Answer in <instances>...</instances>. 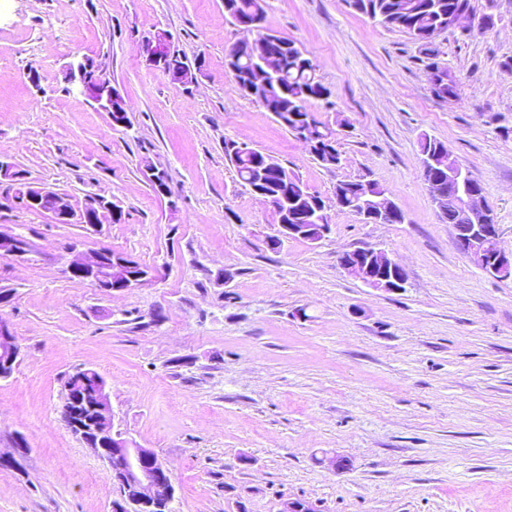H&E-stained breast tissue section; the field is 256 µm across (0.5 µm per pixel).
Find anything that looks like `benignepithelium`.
Masks as SVG:
<instances>
[{
  "label": "benign epithelium",
  "instance_id": "obj_1",
  "mask_svg": "<svg viewBox=\"0 0 512 512\" xmlns=\"http://www.w3.org/2000/svg\"><path fill=\"white\" fill-rule=\"evenodd\" d=\"M145 61L154 68L163 70L173 82L183 84L196 81L198 71L187 62L184 54L175 45L173 36L159 29L141 44ZM95 62L83 57L66 66V78L72 89L91 101L98 109L107 113L115 126L128 124L127 111H112V99L116 92L105 80L92 81L89 73ZM0 182L10 186L32 211L50 216L60 224H87L96 227L112 223L115 204L103 197L92 196L81 208L72 205L68 196L28 180L18 172L12 159L0 156ZM453 205L463 214L472 217V223L455 228L454 240L458 250L482 271L499 279H512V252L499 248L489 256L477 250V244L486 239H499V225L484 223L488 204L479 194L463 191L453 199ZM322 203L308 213L305 224H276V230L268 240V246L280 248L289 239H302L311 244L322 241L330 230L326 215L321 213ZM395 212L394 203L383 192L372 195L362 202L359 217L384 219ZM28 245L19 234L0 232V254L21 257L27 253ZM342 268L351 277L369 288L386 292L405 288L403 268L392 260L387 252L373 246L358 247L344 253ZM67 272L90 283L103 293L121 292L141 287L152 280L151 272L139 268L135 260L124 256L116 258L107 247L92 253L77 252ZM20 357V346L10 324L0 319V379L11 376ZM97 383V409L100 412L98 425L74 424L71 432L103 462L112 482L113 498L109 512H152L171 503L174 488L169 469L158 459L155 452L143 448L130 440L114 425L107 385L104 379ZM134 484L139 490L137 509H132L124 498L123 489Z\"/></svg>",
  "mask_w": 512,
  "mask_h": 512
}]
</instances>
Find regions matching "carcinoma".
I'll return each instance as SVG.
<instances>
[{"mask_svg":"<svg viewBox=\"0 0 512 512\" xmlns=\"http://www.w3.org/2000/svg\"><path fill=\"white\" fill-rule=\"evenodd\" d=\"M265 0H227L224 11L233 24L258 19L265 21ZM349 5L357 12L367 15L379 23L409 33L416 41L424 46L426 54L438 56L435 38L448 29V13L465 14L471 9L470 0H349ZM278 40L286 47L272 45L268 53L276 56L274 61L276 74L268 87L255 89L250 98L261 103L268 111L279 116V122L296 132L303 129L311 141L324 142L334 137L335 131L320 122L310 110L313 100H328L331 91L316 76L315 68L304 65L306 51L285 38ZM227 57L236 58L240 90L246 89L250 76L254 75L260 64L254 60V52H247L239 44H234ZM420 152L435 157L437 166L424 169L426 181H439L445 190L454 192L448 181V147L435 138L424 136L420 140ZM224 154L236 169L239 179L244 185L250 184V179L259 166L267 164V155L258 150H243L235 141L224 142ZM271 187L297 198H318V195L297 189L301 183L299 177L280 165L268 174ZM366 193V187L361 180H347L336 184L335 203L340 211H352L358 208L359 197ZM95 383L89 382L81 388L80 405L67 401L61 410L65 423H70L71 410L79 408L86 417L92 416L91 406L94 399Z\"/></svg>","mask_w":512,"mask_h":512,"instance_id":"1","label":"carcinoma"}]
</instances>
